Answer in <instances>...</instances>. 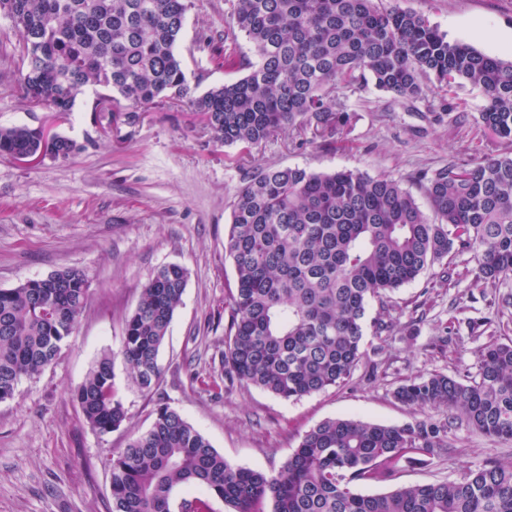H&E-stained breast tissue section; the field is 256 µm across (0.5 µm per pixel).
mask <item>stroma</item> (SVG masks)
Returning <instances> with one entry per match:
<instances>
[{
  "mask_svg": "<svg viewBox=\"0 0 512 512\" xmlns=\"http://www.w3.org/2000/svg\"><path fill=\"white\" fill-rule=\"evenodd\" d=\"M178 53L194 94L235 79L212 57L224 50L227 0H194ZM478 50L512 56V0H398ZM20 34L0 17V127L24 125L72 140L68 159L21 162L0 157V288H11L65 267L86 271L90 292L73 336L55 362L22 379L13 399L0 403V512H112L108 462L132 432L145 431L166 406L201 432L225 460L259 471L277 469L303 433L329 418L377 424L444 419L441 408H412L393 397L404 380L434 371L476 377L478 346L449 351L448 327L469 334L468 323L494 316L512 275L493 286L469 274V254L455 258L467 276L456 288L438 287L441 266L370 303L367 320L386 314L395 327L366 332L364 357L346 384L297 401L276 398L224 379V297L235 280L224 237L245 173L299 166L313 172L349 169L402 181L423 212L431 206L419 180L454 159L478 163L512 153V141L480 127V92L457 86L417 103L373 87L341 92L351 122L333 148L301 144L282 131L251 150L216 144L187 100L146 108L126 101L94 111L99 89L88 86L69 112L28 103L17 85ZM456 103L464 122L442 113ZM178 264L188 283L158 364L152 391L142 390L123 363L114 383L130 416L112 433H96L71 398L100 355L119 351L124 324L156 269ZM199 381H191V373ZM451 438L461 453L448 463L425 453L403 457L386 478L358 484L364 494L401 485L455 480L466 467L494 458L512 463V442L459 425Z\"/></svg>",
  "mask_w": 512,
  "mask_h": 512,
  "instance_id": "stroma-1",
  "label": "stroma"
}]
</instances>
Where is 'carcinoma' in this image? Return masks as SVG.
<instances>
[{
    "mask_svg": "<svg viewBox=\"0 0 512 512\" xmlns=\"http://www.w3.org/2000/svg\"><path fill=\"white\" fill-rule=\"evenodd\" d=\"M224 27L254 56L231 51L219 67L244 75L189 99L212 138L258 146L285 129L331 148L348 127L339 98L372 83L414 102L435 88L468 83L485 104L481 125L512 140V59L449 41L423 15L376 0H228ZM193 0H0L22 37L17 81L24 96L53 112L72 111L85 86L115 91L134 107L188 95L175 52ZM72 142L27 126L0 128V155L42 152L67 158ZM434 219L400 181L352 170L299 167L246 174L234 202L224 253L235 268L228 290L224 376L298 400L347 381L363 357L368 305L440 264L444 285L468 253L477 280L512 274V155L476 165L450 161L422 176ZM187 271L167 265L144 284L125 321L119 352H105L74 390L87 424L101 435L129 421L114 386L121 359L141 389L160 377L158 356L182 304ZM90 291L84 269L53 271L42 282L0 288V402L18 382L51 365L82 316ZM512 293L498 298L501 324ZM471 380L434 372L393 392L408 406L447 410L443 421L381 425L330 418L306 431L279 469L234 467L179 413L156 410L151 426L110 459L112 512H175L176 488L203 485L229 512H512V464L487 461L452 482L355 490L424 450L454 460L449 434L465 423L512 441V339L491 331ZM271 510H266V506Z\"/></svg>",
    "mask_w": 512,
    "mask_h": 512,
    "instance_id": "cac0c4a2",
    "label": "carcinoma"
}]
</instances>
